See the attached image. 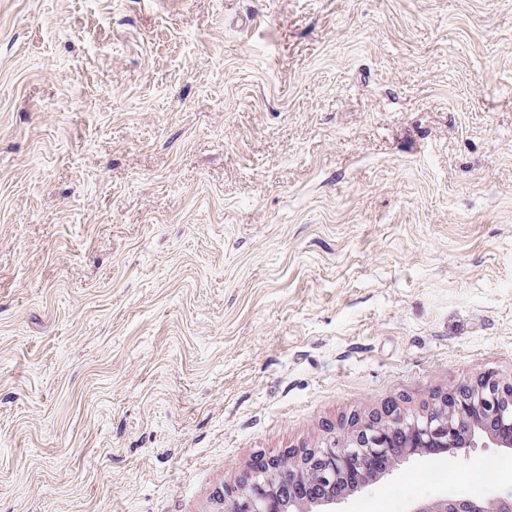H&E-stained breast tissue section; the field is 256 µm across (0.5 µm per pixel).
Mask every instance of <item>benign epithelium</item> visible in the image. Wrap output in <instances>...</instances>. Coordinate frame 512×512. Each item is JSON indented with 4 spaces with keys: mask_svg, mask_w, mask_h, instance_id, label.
Here are the masks:
<instances>
[{
    "mask_svg": "<svg viewBox=\"0 0 512 512\" xmlns=\"http://www.w3.org/2000/svg\"><path fill=\"white\" fill-rule=\"evenodd\" d=\"M400 440L398 455L412 456L419 449L445 447L457 458L469 448L512 449V383L491 375L451 389L441 404L422 414H407L395 405L382 416L356 420L323 446L300 452L299 459L258 457L231 492V512H299L307 503L315 512H346L348 497L337 491L317 495V488L342 483L367 491V473H383L392 452L382 439ZM408 512H512V490L484 498L441 496L414 503Z\"/></svg>",
    "mask_w": 512,
    "mask_h": 512,
    "instance_id": "benign-epithelium-1",
    "label": "benign epithelium"
}]
</instances>
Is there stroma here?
Listing matches in <instances>:
<instances>
[{
  "instance_id": "obj_1",
  "label": "stroma",
  "mask_w": 512,
  "mask_h": 512,
  "mask_svg": "<svg viewBox=\"0 0 512 512\" xmlns=\"http://www.w3.org/2000/svg\"><path fill=\"white\" fill-rule=\"evenodd\" d=\"M488 373L512 0H0V512H217ZM434 458L348 512L512 490Z\"/></svg>"
}]
</instances>
